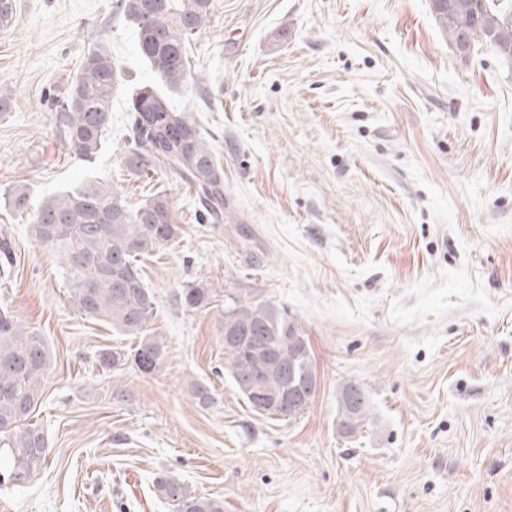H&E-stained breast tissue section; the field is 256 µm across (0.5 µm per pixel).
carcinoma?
I'll use <instances>...</instances> for the list:
<instances>
[{
  "label": "carcinoma",
  "instance_id": "carcinoma-1",
  "mask_svg": "<svg viewBox=\"0 0 512 512\" xmlns=\"http://www.w3.org/2000/svg\"><path fill=\"white\" fill-rule=\"evenodd\" d=\"M434 12L440 29L455 45L463 34L472 45L492 46L512 60V6L502 0H447ZM210 0H116L113 11L137 30L136 51L153 80L136 85L128 96L131 135L121 156L130 173L146 177L173 171L203 199L208 220L224 222V169L212 142L192 115L176 111L167 93L190 88L187 45L210 17ZM120 69L100 45L85 53L81 68L54 104V125L63 150L94 163L103 133L112 123V98ZM5 207L29 217L28 229L39 243L60 256L68 301L80 314L105 321L125 336L138 339L131 348L137 368L146 374L158 370L166 356L162 336L151 327L157 298L147 288L140 258L178 241L169 194L155 190L137 206L108 180L87 175L75 186L54 193L38 204L15 188L4 195ZM216 297L204 283H187L179 302L190 311L209 308ZM226 307L221 323L242 337L237 348L224 350V369L253 411L295 419L311 405L316 373L307 336L299 321L278 304L224 291ZM127 354L104 349L97 355L102 368L114 369ZM50 359L44 336L7 312H0V477H30L46 459L43 429L28 422L43 394ZM304 394L293 404L256 407L257 394ZM338 427L356 435L371 420L368 396L353 380L338 390ZM159 494L174 503L177 512H224V501L196 495L180 480L160 473Z\"/></svg>",
  "mask_w": 512,
  "mask_h": 512
}]
</instances>
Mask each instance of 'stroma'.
Here are the masks:
<instances>
[{"label": "stroma", "mask_w": 512, "mask_h": 512, "mask_svg": "<svg viewBox=\"0 0 512 512\" xmlns=\"http://www.w3.org/2000/svg\"><path fill=\"white\" fill-rule=\"evenodd\" d=\"M112 3L18 0L0 30V198L83 176L52 103L103 44L122 75L94 173L133 205L163 189L181 228L142 262L166 357L150 374L103 370L98 352L135 339L73 309L57 257L0 205V311L52 359L31 416L45 464L0 486V512H176L153 490L165 469L224 512H512V62L485 44L460 59L430 0H211L189 72L213 97L170 96L224 169V221L205 224L179 176L120 163L129 89L152 74ZM188 282L299 321L317 378L302 416L251 410L224 370V301L186 310ZM348 379L372 405L353 439L337 427Z\"/></svg>", "instance_id": "35a3bbf8"}]
</instances>
